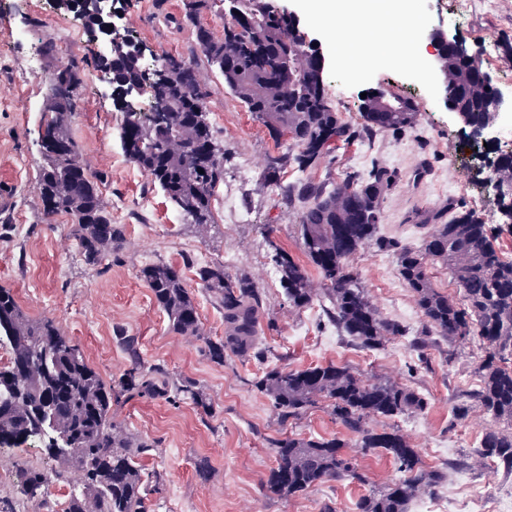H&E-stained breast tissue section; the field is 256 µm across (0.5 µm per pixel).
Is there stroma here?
I'll return each instance as SVG.
<instances>
[{
    "label": "stroma",
    "mask_w": 512,
    "mask_h": 512,
    "mask_svg": "<svg viewBox=\"0 0 512 512\" xmlns=\"http://www.w3.org/2000/svg\"><path fill=\"white\" fill-rule=\"evenodd\" d=\"M455 0H411L412 18L402 26L419 40L429 25L442 22L449 36L463 39L480 57L494 55L490 68L501 87L512 86V0H500L488 12L466 16ZM307 0H289L300 28L318 42L325 59L323 82L328 102L357 130L356 139L339 143L315 168L284 167L278 183L267 171L271 158L294 154L289 136L273 137L267 127L228 93L223 78L209 72L190 26L181 24V0H127L124 22L133 38L156 54H178L204 71L206 108L213 135L224 149L221 189L233 192L246 221L214 211L211 223L198 225L166 198L120 146L124 114L102 82L82 24L56 0H0V287L11 289L24 312L53 319L83 349L102 378L118 389L112 411L124 428L151 444L140 464L162 480L150 498L156 512H357L360 497L399 478L392 459L380 449L357 448V435L332 419L327 400L298 418L279 422L272 401L255 382L274 366L302 369L332 363L348 367L366 382L385 380L414 388L426 398L425 411L396 418L375 417L371 428L397 427L415 448L422 466L444 467L448 480L421 491L410 512H512V474L480 455L486 432L503 430L478 406L459 414L463 394L480 383L478 368L485 348L477 335L465 339L433 336L423 351L411 348L424 319L402 280L393 253L370 244L349 259L371 303L395 321L405 335L366 350L342 336L318 305L295 308L279 283L272 244H279L304 266L314 287L317 268L299 239V202L288 200L279 185L302 179L333 186L347 173L380 167L391 182L380 200L376 234L418 247L436 220L473 211L512 258V232L503 230L497 201L486 189L490 172L480 169L467 144L468 129L437 102L439 71L435 56L407 66L389 55L356 68L341 62L323 28L308 15ZM78 30L72 51L60 47L61 31ZM39 58L41 72L18 83L28 61ZM78 63L84 69L72 133L92 170L103 180V199L122 230L119 248L99 267L87 266L73 251L76 239L67 216L45 218L37 190L43 163L39 151L46 85L59 69ZM384 86L411 99L417 115L411 126L392 133L362 135L358 112L362 93ZM174 266L198 305L200 337L173 332L140 276L142 267ZM223 266L228 275L246 273L263 294L259 311L261 357L212 362L204 339L224 336V311L202 288V266ZM138 341L146 364L163 369L178 383L191 382L211 404L203 411L192 400L140 397L123 391L127 369L122 337ZM300 438H339L363 474V482L329 481L302 495L284 498L267 491L274 465L269 446L284 433ZM207 459L210 473L200 478L196 463ZM38 448L0 450V512H62L76 472L55 482L44 499L32 501L18 487L19 469L53 467Z\"/></svg>",
    "instance_id": "obj_1"
}]
</instances>
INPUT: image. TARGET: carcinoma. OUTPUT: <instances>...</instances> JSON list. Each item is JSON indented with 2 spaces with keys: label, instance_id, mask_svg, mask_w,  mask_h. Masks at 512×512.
<instances>
[{
  "label": "carcinoma",
  "instance_id": "obj_1",
  "mask_svg": "<svg viewBox=\"0 0 512 512\" xmlns=\"http://www.w3.org/2000/svg\"><path fill=\"white\" fill-rule=\"evenodd\" d=\"M209 0H183L182 21L193 26L195 42L208 67L219 72L224 86L274 134L288 133L297 148L294 162L304 171L330 154L334 141L351 139L328 103L325 86L316 80L320 59L306 46L296 24L276 11L275 0H238L237 11L216 37L197 22ZM117 84L141 82L140 61L117 48L109 56ZM448 95L473 124L493 117L490 92L483 87L475 64L449 52L442 60ZM148 87L155 108L144 114L122 108L125 121L120 143L126 157L147 172L168 200L195 224L212 218V198L224 178V149L213 140L198 70L184 58L159 56ZM83 69L73 63L52 75L46 98H60L45 113L42 166L37 189L44 215H66L73 224L86 265L98 267L121 230L112 223L99 180L84 164L70 134L77 109ZM360 111L367 133L409 126L416 108L396 93L368 95ZM493 173L504 189L497 200L500 213H512V155L500 154ZM389 177L378 171L369 179L348 175L332 189L302 181L280 190L301 204L299 235L303 251L320 272L323 288L310 287L305 270L281 246L274 250L280 283L288 302L301 308L319 302L327 319L357 344L375 349L390 336H401L399 325L380 316L359 282L349 258L372 241L380 222V197ZM397 254L400 275L412 291L426 324L413 345L422 348L433 335L466 337L472 332L486 345L479 366L481 386L465 398L512 426V260L494 246L485 225L469 211L435 225L418 248L382 242ZM450 268L464 290V306L438 291L428 266ZM173 332L198 333V312L182 276L166 264L141 270ZM202 286L224 308V339L205 341L211 361L248 357L258 349L261 291L245 274L230 277L222 267H205ZM10 361L0 367V447L38 440L56 461L61 478L69 469L82 473V487L73 490L66 512H154L145 490V472L138 458L151 445L127 433L112 413V385L85 359L78 344L56 323L27 317L14 294L0 288V345ZM129 368L122 388L151 398L171 392L189 397L209 410L203 394L191 385L170 386L160 369L145 365L138 342H125ZM255 386L267 393L281 422L300 416L320 399L330 401L333 416L360 437L359 447L381 448L391 455L403 477L371 491L358 503L359 512H409L424 488L448 480V470H427L417 452L397 430L367 427L371 416L394 418L423 411L425 398L414 389L387 383L368 384L348 368L328 364L307 369L274 366ZM339 440L304 439L293 434L271 442L275 466L267 475L268 490L295 497L331 480H362ZM480 454L512 473V431L485 436ZM50 475L41 470L21 473L24 494L35 499L48 493Z\"/></svg>",
  "mask_w": 512,
  "mask_h": 512
}]
</instances>
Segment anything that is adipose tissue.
<instances>
[{
    "instance_id": "1",
    "label": "adipose tissue",
    "mask_w": 512,
    "mask_h": 512,
    "mask_svg": "<svg viewBox=\"0 0 512 512\" xmlns=\"http://www.w3.org/2000/svg\"><path fill=\"white\" fill-rule=\"evenodd\" d=\"M405 0H312L311 11L346 67L371 62L392 49L406 64L418 63L405 30L382 25V18L405 10Z\"/></svg>"
}]
</instances>
